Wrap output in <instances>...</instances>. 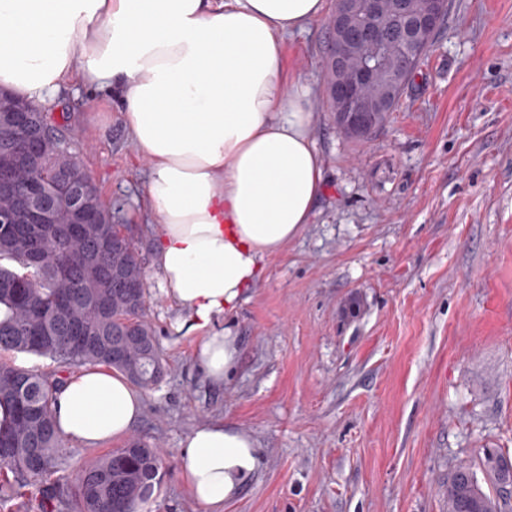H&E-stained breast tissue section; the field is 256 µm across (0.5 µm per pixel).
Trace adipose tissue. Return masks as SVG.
<instances>
[{
	"mask_svg": "<svg viewBox=\"0 0 512 512\" xmlns=\"http://www.w3.org/2000/svg\"><path fill=\"white\" fill-rule=\"evenodd\" d=\"M325 0H0V88L41 104L72 84L117 88L124 126L146 162L159 227L162 291L199 337L194 361L216 386L239 347L220 326L308 223L323 190L310 135V91L289 71L285 40ZM143 396L95 366L66 376L60 435L98 448L139 423ZM247 433L216 421L181 450L183 479L205 512H223L257 472Z\"/></svg>",
	"mask_w": 512,
	"mask_h": 512,
	"instance_id": "obj_1",
	"label": "adipose tissue"
}]
</instances>
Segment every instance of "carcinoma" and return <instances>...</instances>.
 <instances>
[{
	"label": "carcinoma",
	"instance_id": "obj_1",
	"mask_svg": "<svg viewBox=\"0 0 512 512\" xmlns=\"http://www.w3.org/2000/svg\"><path fill=\"white\" fill-rule=\"evenodd\" d=\"M352 25L369 26L379 42L359 48L345 68L328 71V83L343 81L368 65V98L388 97L397 106L431 44L418 45L402 31L401 4L421 0H375ZM13 98H0V154L22 148L28 132L10 123ZM43 160L35 172L6 173L28 208L16 222L0 224V350L49 359L62 369L103 364L141 388L166 374L155 330L147 320L144 268L133 237L112 223V212L89 194L93 224H35V215L57 205L53 186L82 166L63 134L44 116L37 126ZM62 378L39 369L0 362V502L27 485L39 487L45 512H144L160 479L161 459L141 438L88 462L74 484L63 477L67 451L56 431L53 402ZM498 483L512 482V459L488 457ZM448 512H499L473 473L456 472L448 484Z\"/></svg>",
	"mask_w": 512,
	"mask_h": 512
}]
</instances>
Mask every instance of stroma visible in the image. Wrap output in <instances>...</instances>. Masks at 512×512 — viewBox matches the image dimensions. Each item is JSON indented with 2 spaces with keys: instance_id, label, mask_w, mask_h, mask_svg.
Returning <instances> with one entry per match:
<instances>
[{
  "instance_id": "35a3bbf8",
  "label": "stroma",
  "mask_w": 512,
  "mask_h": 512,
  "mask_svg": "<svg viewBox=\"0 0 512 512\" xmlns=\"http://www.w3.org/2000/svg\"><path fill=\"white\" fill-rule=\"evenodd\" d=\"M336 0L288 36L310 88L324 189L223 325L240 359L210 387L186 312L152 265L147 165L116 99L84 87L44 104L145 270L168 370L135 436L157 446L150 512H205L181 444L215 421L251 435L257 474L224 512H448L460 469L497 494L486 454L512 457V0H449L398 107L365 143L327 103Z\"/></svg>"
}]
</instances>
